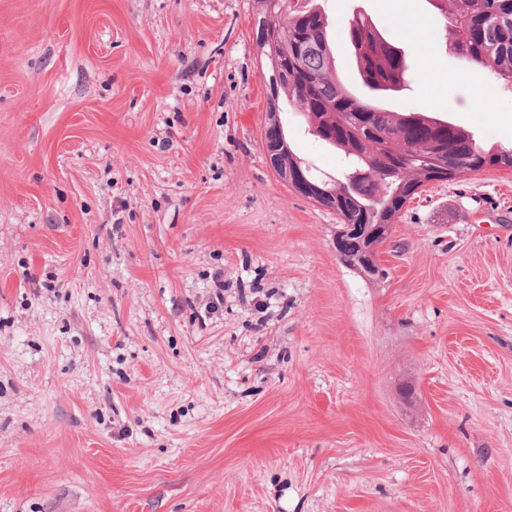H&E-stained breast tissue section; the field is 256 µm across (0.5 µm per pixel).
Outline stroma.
Listing matches in <instances>:
<instances>
[{"instance_id": "1", "label": "stroma", "mask_w": 512, "mask_h": 512, "mask_svg": "<svg viewBox=\"0 0 512 512\" xmlns=\"http://www.w3.org/2000/svg\"><path fill=\"white\" fill-rule=\"evenodd\" d=\"M310 4L353 92L361 13L388 107L512 146L429 0ZM253 12L0 0V512H512V170L424 184L363 277L264 151ZM360 79L369 92H399L406 83L403 55L364 16L356 14L349 23Z\"/></svg>"}]
</instances>
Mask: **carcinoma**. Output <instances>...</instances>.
<instances>
[{"mask_svg":"<svg viewBox=\"0 0 512 512\" xmlns=\"http://www.w3.org/2000/svg\"><path fill=\"white\" fill-rule=\"evenodd\" d=\"M449 23V48L469 67L487 69L512 83V0H431ZM256 44L268 71L267 130L264 144L271 166L282 180L304 165L292 151L281 125L282 104L296 107L309 131L340 149L342 178L334 182L343 224H393L409 199L432 177L422 163L443 167L452 158L456 177L487 164L512 169V150L484 148L474 136L443 120L385 108L351 94L336 75L328 21L315 13L271 8L270 0H253ZM360 79L370 92H399L406 83L403 55L364 16L349 23ZM288 62V77L276 73L271 51ZM344 262L375 275L356 249Z\"/></svg>","mask_w":512,"mask_h":512,"instance_id":"cac0c4a2","label":"carcinoma"}]
</instances>
